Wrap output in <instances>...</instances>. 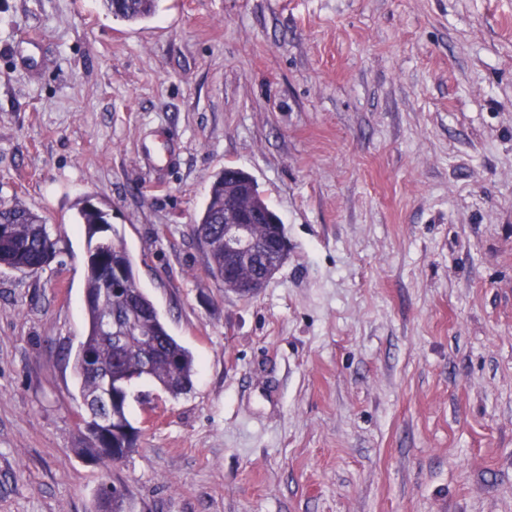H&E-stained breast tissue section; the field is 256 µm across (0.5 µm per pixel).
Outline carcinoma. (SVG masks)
Returning <instances> with one entry per match:
<instances>
[{"label":"carcinoma","instance_id":"carcinoma-1","mask_svg":"<svg viewBox=\"0 0 512 512\" xmlns=\"http://www.w3.org/2000/svg\"><path fill=\"white\" fill-rule=\"evenodd\" d=\"M103 9L113 18L139 23L154 17L157 0H101ZM224 174L213 181L208 200L197 225L217 224L224 212ZM80 223L86 226L88 241L101 232V225L108 223L102 209L83 204L78 209ZM0 224L8 225V238L0 241V267L19 272L33 267H43L55 253L44 221L38 215L17 204L0 203ZM195 238L205 257L208 275L216 279L224 273V233H216L206 239L199 232ZM91 269L87 275L86 292L92 297L86 300L89 331L80 342L74 356V370L80 383V392L89 411L97 413L95 396L100 389V375L120 377L145 371L144 377L152 380L162 390L177 397L191 390L197 366L192 353L181 345L168 330L149 296L139 287L131 257H126L127 273L121 285L127 297V305L135 313V329L125 337L122 345H116L102 330V320L108 314L122 308L112 299L97 298L94 293L108 287L101 271L109 264V254L100 244L90 248ZM144 336L154 337L147 345ZM129 393L118 391L110 415L111 428L106 434L95 436L87 433L84 447L77 454L90 461L122 462L134 450L137 431L127 415ZM114 490L106 492L98 487L95 494V512H128L129 492L122 484L111 483Z\"/></svg>","mask_w":512,"mask_h":512}]
</instances>
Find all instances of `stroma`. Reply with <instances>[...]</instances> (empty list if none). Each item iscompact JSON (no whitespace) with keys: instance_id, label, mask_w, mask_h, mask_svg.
Listing matches in <instances>:
<instances>
[{"instance_id":"35a3bbf8","label":"stroma","mask_w":512,"mask_h":512,"mask_svg":"<svg viewBox=\"0 0 512 512\" xmlns=\"http://www.w3.org/2000/svg\"><path fill=\"white\" fill-rule=\"evenodd\" d=\"M249 173L288 259L225 291L192 226ZM193 354L140 436L77 457L82 201ZM0 202L56 256L0 267V512H512V0H0ZM157 0H101L103 9L116 20L139 23L154 17ZM104 482L100 484V486L96 490L95 494V512H129L127 510V504L129 499V492L127 488L122 484H117L112 481L109 482L110 487L114 488L112 492H106L102 485L106 484Z\"/></svg>"}]
</instances>
